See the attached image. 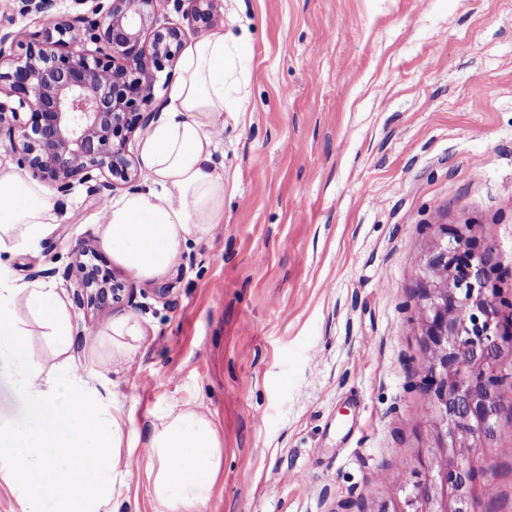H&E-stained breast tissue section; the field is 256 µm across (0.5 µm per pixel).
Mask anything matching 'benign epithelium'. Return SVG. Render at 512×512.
Here are the masks:
<instances>
[{"label": "benign epithelium", "mask_w": 512, "mask_h": 512, "mask_svg": "<svg viewBox=\"0 0 512 512\" xmlns=\"http://www.w3.org/2000/svg\"><path fill=\"white\" fill-rule=\"evenodd\" d=\"M91 14L47 19L40 31L0 35V132L17 163L56 193L92 172L110 178L100 194L130 185L136 173L126 146L157 120L156 73L174 75L186 34L209 31L219 0H74ZM186 27H155L169 2ZM24 14H46L52 0H20ZM95 44L90 50L78 31ZM30 113L24 121L21 114ZM493 251L459 230L437 226L422 257L418 323L427 355L425 385L433 402L437 466L416 474L396 512H479L486 476L479 466L493 447L500 418L502 354L512 352V302L489 280ZM78 301L104 305L118 288L99 267L76 272Z\"/></svg>", "instance_id": "obj_1"}]
</instances>
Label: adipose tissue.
<instances>
[{
	"instance_id": "ef3b65f1",
	"label": "adipose tissue",
	"mask_w": 512,
	"mask_h": 512,
	"mask_svg": "<svg viewBox=\"0 0 512 512\" xmlns=\"http://www.w3.org/2000/svg\"><path fill=\"white\" fill-rule=\"evenodd\" d=\"M178 68L166 112L141 141L149 179L114 200L99 226L102 248L142 280L166 273L190 241L224 221V174L212 164L208 131L225 109L223 33L199 37L181 53ZM55 220L40 185L0 171V253L38 249ZM31 317L58 358L53 367L29 348ZM142 336L138 319L117 317L96 339L100 360L70 364L64 356L73 343V316L62 291L0 268V358L14 361L28 408L24 422H0V483L26 488L19 512H108L116 485L130 473L137 430L132 414L115 404L102 364L131 357ZM145 448L159 512H199L224 458L209 416L191 406L172 408L153 422Z\"/></svg>"
}]
</instances>
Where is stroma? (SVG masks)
<instances>
[{
  "label": "stroma",
  "instance_id": "obj_1",
  "mask_svg": "<svg viewBox=\"0 0 512 512\" xmlns=\"http://www.w3.org/2000/svg\"><path fill=\"white\" fill-rule=\"evenodd\" d=\"M213 29L223 224L141 281L100 246L115 193L78 182L9 272L70 296L87 248L134 291L72 309L78 362L117 316L144 329L108 374L141 441L121 512H158L142 444L187 404L224 448L200 512H395L434 453L417 305L435 225L491 246L512 299V0H222ZM480 465L482 512H512V419Z\"/></svg>",
  "mask_w": 512,
  "mask_h": 512
}]
</instances>
